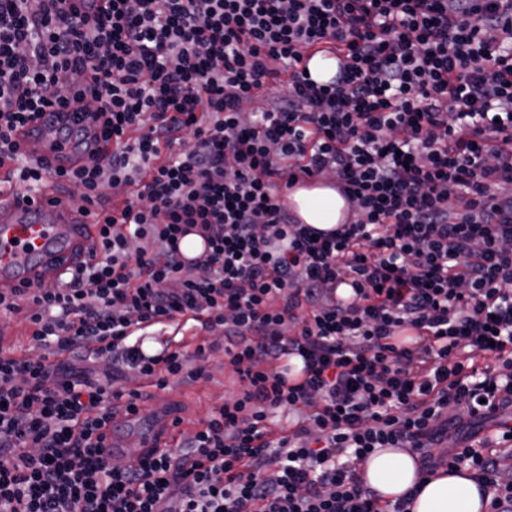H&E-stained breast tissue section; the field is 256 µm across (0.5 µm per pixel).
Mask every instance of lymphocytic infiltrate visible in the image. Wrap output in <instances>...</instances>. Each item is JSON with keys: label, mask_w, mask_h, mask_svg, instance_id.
<instances>
[{"label": "lymphocytic infiltrate", "mask_w": 512, "mask_h": 512, "mask_svg": "<svg viewBox=\"0 0 512 512\" xmlns=\"http://www.w3.org/2000/svg\"><path fill=\"white\" fill-rule=\"evenodd\" d=\"M66 2L0 0V163L85 209L126 196L64 281L0 290L34 348L0 350V512H409L417 489L384 504L356 477L378 448L467 468L512 512V0ZM311 51L340 53L331 82ZM72 107L110 153L54 170L17 144ZM324 175L352 216L317 232L279 192ZM189 321L240 393L175 446L106 456L113 400L140 396L115 379L163 390L211 350L133 335Z\"/></svg>", "instance_id": "f902f5d3"}]
</instances>
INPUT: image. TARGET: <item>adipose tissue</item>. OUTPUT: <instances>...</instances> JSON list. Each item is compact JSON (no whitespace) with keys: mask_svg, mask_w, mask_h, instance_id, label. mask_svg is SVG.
I'll return each mask as SVG.
<instances>
[{"mask_svg":"<svg viewBox=\"0 0 512 512\" xmlns=\"http://www.w3.org/2000/svg\"><path fill=\"white\" fill-rule=\"evenodd\" d=\"M288 201L298 222L317 230L336 229L350 212L349 202L332 179L296 185ZM356 476L385 501L396 500L413 484H420L411 512H486L479 487L467 470L421 478L416 456L403 448L377 449L359 464Z\"/></svg>","mask_w":512,"mask_h":512,"instance_id":"ef3b65f1","label":"adipose tissue"}]
</instances>
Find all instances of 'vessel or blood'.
I'll return each instance as SVG.
<instances>
[{
	"instance_id": "vessel-or-blood-1",
	"label": "vessel or blood",
	"mask_w": 512,
	"mask_h": 512,
	"mask_svg": "<svg viewBox=\"0 0 512 512\" xmlns=\"http://www.w3.org/2000/svg\"><path fill=\"white\" fill-rule=\"evenodd\" d=\"M24 139L40 147L56 168H70L84 160L83 152L60 138L44 118L30 122ZM97 233L92 215H82L59 203L53 188L47 187L31 199L21 193L0 195V289L33 288L46 278H59L87 259ZM142 412H118L114 424L140 434L139 447L128 448L119 438L106 441L113 457L141 458L146 449L163 443L165 422L144 424Z\"/></svg>"
}]
</instances>
